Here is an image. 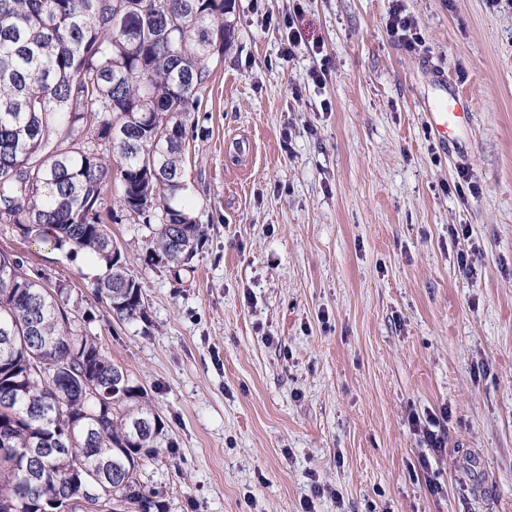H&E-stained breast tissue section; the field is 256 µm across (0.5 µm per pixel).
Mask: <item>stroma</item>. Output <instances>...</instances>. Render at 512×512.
<instances>
[{
	"label": "stroma",
	"mask_w": 512,
	"mask_h": 512,
	"mask_svg": "<svg viewBox=\"0 0 512 512\" xmlns=\"http://www.w3.org/2000/svg\"><path fill=\"white\" fill-rule=\"evenodd\" d=\"M230 20L189 147L197 252L174 267L149 225L110 227L143 322L96 299L94 255L9 224L0 249L66 284L146 389L164 431L138 479L164 512H512V0H235ZM442 80L472 106L448 145L425 111ZM412 413L441 416V451ZM416 30L413 21L403 16L400 10L394 12L389 24V31L392 36L397 37L407 47H413L418 39Z\"/></svg>",
	"instance_id": "35a3bbf8"
}]
</instances>
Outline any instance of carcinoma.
<instances>
[{"instance_id":"obj_1","label":"carcinoma","mask_w":512,"mask_h":512,"mask_svg":"<svg viewBox=\"0 0 512 512\" xmlns=\"http://www.w3.org/2000/svg\"><path fill=\"white\" fill-rule=\"evenodd\" d=\"M232 0H0V224L52 249L105 261L94 295L119 320L145 319L142 281L107 224H153L154 252L190 258L204 236L182 203L192 114L224 53ZM52 287L0 251V512H62L100 482L120 512L159 508L137 478L162 420L146 390ZM40 361L57 369L38 373ZM94 392L87 391V384ZM53 413L82 438L47 426Z\"/></svg>"}]
</instances>
